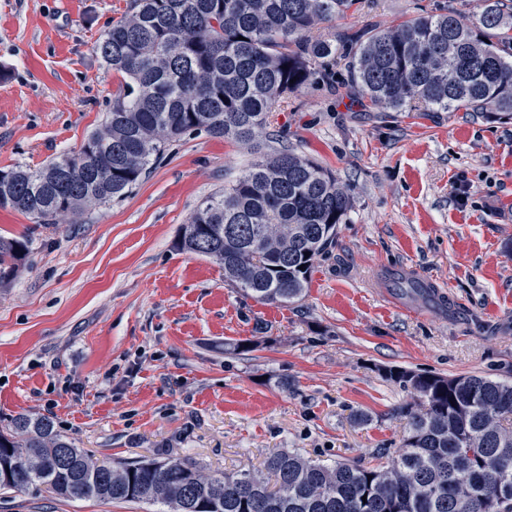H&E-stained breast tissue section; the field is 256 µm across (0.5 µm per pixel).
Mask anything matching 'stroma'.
I'll list each match as a JSON object with an SVG mask.
<instances>
[{
  "mask_svg": "<svg viewBox=\"0 0 512 512\" xmlns=\"http://www.w3.org/2000/svg\"><path fill=\"white\" fill-rule=\"evenodd\" d=\"M432 0H366L325 35L418 17ZM131 0H0V169L78 152L120 78L94 52ZM347 186L336 242L288 306L256 302L177 241L197 206L280 147ZM467 203H459L458 189ZM31 254L0 287V426L48 414L111 463L191 458L214 471L290 449L365 464L398 448L410 391L398 367L512 382V119L383 112L316 83L289 94L251 145L199 132L133 192L62 224L0 209ZM442 301L384 296L392 274ZM252 351L233 352L240 341ZM0 512H160L159 505L0 492Z\"/></svg>",
  "mask_w": 512,
  "mask_h": 512,
  "instance_id": "35a3bbf8",
  "label": "stroma"
}]
</instances>
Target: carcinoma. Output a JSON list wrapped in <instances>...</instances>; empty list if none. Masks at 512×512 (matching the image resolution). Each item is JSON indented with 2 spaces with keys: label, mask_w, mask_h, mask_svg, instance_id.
Segmentation results:
<instances>
[{
  "label": "carcinoma",
  "mask_w": 512,
  "mask_h": 512,
  "mask_svg": "<svg viewBox=\"0 0 512 512\" xmlns=\"http://www.w3.org/2000/svg\"><path fill=\"white\" fill-rule=\"evenodd\" d=\"M363 0H132L95 52L123 83L77 153L0 170V209L35 224L125 198L187 133L249 143L288 94L346 70L349 86L392 112H498L512 118V0H481L477 22L439 3L409 21L334 37L320 25ZM350 190L317 162L278 150L209 197L179 247L212 259L224 281L261 303L301 301L316 259L334 244ZM30 253L0 236V284ZM393 287L427 298L401 276ZM413 394L400 448L375 463L325 467L292 451L259 469L208 472L191 458L106 469L49 415L20 413L0 430V490L65 499L160 503L171 512H512V384L391 370Z\"/></svg>",
  "instance_id": "obj_1"
}]
</instances>
